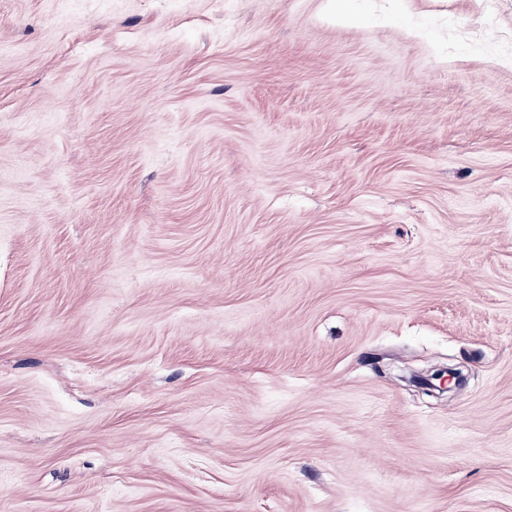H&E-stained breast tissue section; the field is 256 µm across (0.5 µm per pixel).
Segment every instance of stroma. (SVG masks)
<instances>
[{
  "instance_id": "obj_1",
  "label": "stroma",
  "mask_w": 512,
  "mask_h": 512,
  "mask_svg": "<svg viewBox=\"0 0 512 512\" xmlns=\"http://www.w3.org/2000/svg\"><path fill=\"white\" fill-rule=\"evenodd\" d=\"M325 5L0 0V512H512V0Z\"/></svg>"
}]
</instances>
